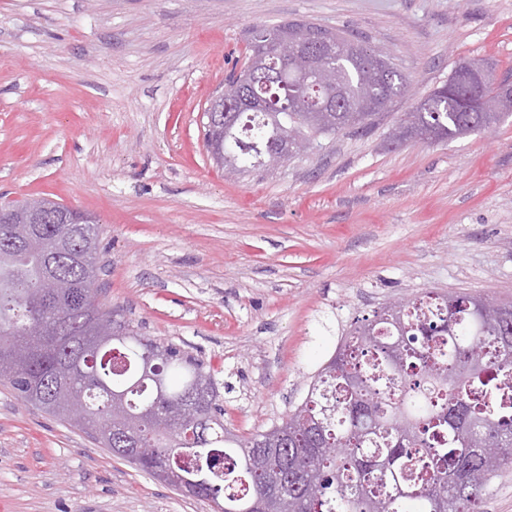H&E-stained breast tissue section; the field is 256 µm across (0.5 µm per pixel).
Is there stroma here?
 <instances>
[{
  "label": "stroma",
  "instance_id": "obj_1",
  "mask_svg": "<svg viewBox=\"0 0 512 512\" xmlns=\"http://www.w3.org/2000/svg\"><path fill=\"white\" fill-rule=\"evenodd\" d=\"M358 35L407 78L365 137L228 172L204 110L253 26ZM512 79V0H0V196L98 220L99 300L202 359L224 425L270 428L358 317L427 290L512 300V116L395 147L459 62ZM0 512H213L0 379Z\"/></svg>",
  "mask_w": 512,
  "mask_h": 512
}]
</instances>
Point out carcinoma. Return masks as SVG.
<instances>
[{"instance_id": "cac0c4a2", "label": "carcinoma", "mask_w": 512, "mask_h": 512, "mask_svg": "<svg viewBox=\"0 0 512 512\" xmlns=\"http://www.w3.org/2000/svg\"><path fill=\"white\" fill-rule=\"evenodd\" d=\"M330 65L343 105L316 122L317 92L277 88L276 110L240 113L224 136L233 150L264 165L288 136L366 134L407 87L391 58L360 41ZM500 95L485 87L470 111L445 86L435 88L389 135L392 144L446 142L491 127L504 115L484 105ZM47 224L41 240L17 248L0 242V356L27 355L14 374L0 373L31 402V384L50 397L65 391L84 403L77 425L89 433L112 426V455L141 444L154 449L138 466L200 473L199 499L241 512L271 497L273 512H479L496 473L512 466V302L488 320L483 296L426 291L387 305L351 325L309 384L303 401L280 422L249 436L224 427L211 369L204 361L142 335L104 308L91 283L98 276L95 217ZM161 356L151 359L153 352ZM153 360L170 404L187 400L208 418L207 440L166 407L153 406ZM494 445L490 467L481 454Z\"/></svg>"}]
</instances>
